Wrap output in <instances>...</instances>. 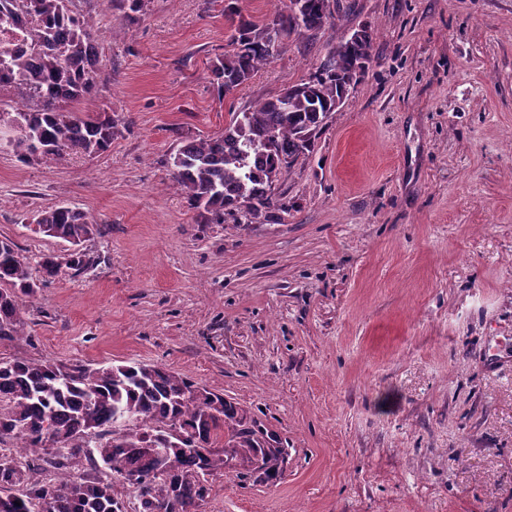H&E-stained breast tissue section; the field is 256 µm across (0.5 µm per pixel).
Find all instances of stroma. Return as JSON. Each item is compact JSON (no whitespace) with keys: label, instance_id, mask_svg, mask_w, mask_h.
<instances>
[{"label":"stroma","instance_id":"stroma-1","mask_svg":"<svg viewBox=\"0 0 512 512\" xmlns=\"http://www.w3.org/2000/svg\"><path fill=\"white\" fill-rule=\"evenodd\" d=\"M247 84L210 79L224 0L101 5V155L0 151V240H61L32 212L80 207L95 262L26 302L0 357L161 364L282 440L271 480L215 474L203 512H512V0H339ZM373 61L313 152L249 224H204L168 180L179 136L308 77L360 25Z\"/></svg>","mask_w":512,"mask_h":512}]
</instances>
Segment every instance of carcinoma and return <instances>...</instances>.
Listing matches in <instances>:
<instances>
[{
  "label": "carcinoma",
  "instance_id": "cac0c4a2",
  "mask_svg": "<svg viewBox=\"0 0 512 512\" xmlns=\"http://www.w3.org/2000/svg\"><path fill=\"white\" fill-rule=\"evenodd\" d=\"M263 21L238 18L233 49L213 64L220 90L232 93L273 57L268 27L280 41L317 32L333 18L330 0H299ZM96 0H0V149L20 162L73 153L103 154L118 134L107 112L79 115L70 105L93 94L99 51L91 37ZM336 42L307 78L235 115L216 136L179 138L169 181L205 224H236L277 206L282 170L313 151L325 120L348 97L345 80L370 62L374 31L359 26ZM22 104L11 113L7 107ZM274 136L271 146L265 141ZM32 231L68 244L64 254L30 259L0 240V343L26 335L23 310L60 273L91 263L84 244L96 232L78 207L39 211ZM31 449L25 461L0 452V512H124L114 483L139 482L138 512H200L209 477L237 460L243 480L273 477L282 462L277 435L250 412L159 365L93 367L0 357V443ZM224 446L214 448L218 439Z\"/></svg>",
  "mask_w": 512,
  "mask_h": 512
}]
</instances>
